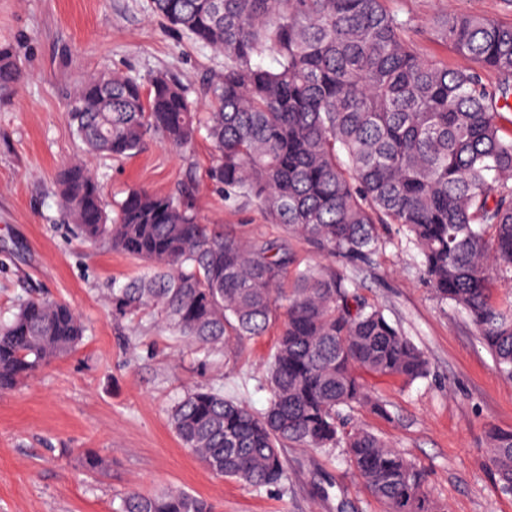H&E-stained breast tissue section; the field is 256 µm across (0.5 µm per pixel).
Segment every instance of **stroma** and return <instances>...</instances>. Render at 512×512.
<instances>
[{
	"label": "stroma",
	"instance_id": "stroma-1",
	"mask_svg": "<svg viewBox=\"0 0 512 512\" xmlns=\"http://www.w3.org/2000/svg\"><path fill=\"white\" fill-rule=\"evenodd\" d=\"M386 6L411 18L424 53L452 68L465 60L437 41L432 17L480 13L512 25L502 0ZM0 45L13 48L23 73L0 92V320L22 299L47 297L71 303L87 326L74 351L0 395V512H117L128 492L164 489L205 497L216 512H385L338 448L287 449L288 481L279 487L250 488L205 469L174 434L171 408L202 387L265 409L279 323L204 354L149 318H114L113 282L141 275L143 265L77 238L61 211L58 172L83 157L106 202L134 187L168 193L183 183L206 223L247 237L277 234L256 203L230 204L215 189L206 138L184 153L156 141L132 158H88L68 121L78 87L112 72L173 76L199 111H208L199 80L219 74L223 56L170 28L149 0H0ZM382 237L386 246L374 263L351 275L425 353L430 372L410 385L368 378L389 415L358 409L353 418L427 471L441 512H512V495L495 481L487 436L492 428L512 429V381L495 373L466 314L433 298L418 251L397 225H385ZM86 448L107 461L93 478L76 461Z\"/></svg>",
	"mask_w": 512,
	"mask_h": 512
}]
</instances>
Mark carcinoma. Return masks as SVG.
Returning a JSON list of instances; mask_svg holds the SVG:
<instances>
[{"label":"carcinoma","mask_w":512,"mask_h":512,"mask_svg":"<svg viewBox=\"0 0 512 512\" xmlns=\"http://www.w3.org/2000/svg\"><path fill=\"white\" fill-rule=\"evenodd\" d=\"M154 13L199 45L224 54V72L201 78L211 111L197 112L178 80L102 74L74 94L69 121L87 154L126 158L159 139L190 149L206 133L209 178L228 201H255L271 237H244L203 222L186 190H130L107 210L85 161L59 173L75 232L147 265L112 289V314H147L204 351L259 336L285 309L268 364L270 399L258 412L213 388L187 393L170 423L212 474L251 488L288 480L284 450L336 448L388 512H440L428 476L354 423L366 407L385 416L365 376L412 383L429 371L423 352L359 292L344 269L382 248V224L419 250L435 299L465 312L512 379V25L482 14H439L441 43L474 63L450 69L411 38L412 20L385 0H151ZM492 74L495 83L486 76ZM21 72L0 47V88ZM300 239L331 258L297 263ZM86 327L68 304L40 299L0 321V394L74 350ZM497 484L512 494V430L490 429ZM82 469H104L85 450ZM118 512H214L181 490L130 492Z\"/></svg>","instance_id":"cac0c4a2"}]
</instances>
